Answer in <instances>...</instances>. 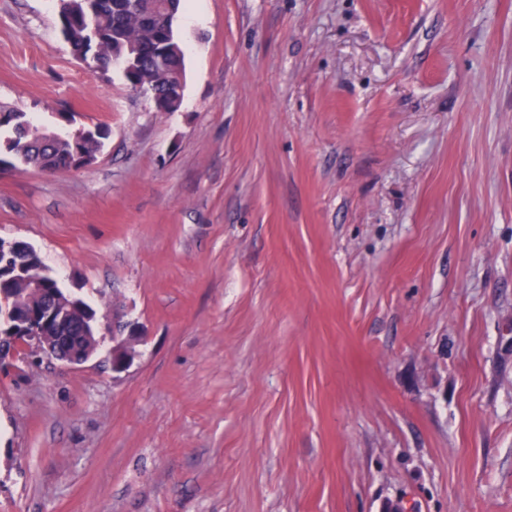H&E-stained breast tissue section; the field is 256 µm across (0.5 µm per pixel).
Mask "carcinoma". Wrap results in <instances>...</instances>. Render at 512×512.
I'll list each match as a JSON object with an SVG mask.
<instances>
[{"label": "carcinoma", "instance_id": "cac0c4a2", "mask_svg": "<svg viewBox=\"0 0 512 512\" xmlns=\"http://www.w3.org/2000/svg\"><path fill=\"white\" fill-rule=\"evenodd\" d=\"M59 13L67 15L60 33L70 44L74 56L82 61L95 55L106 67L112 58L132 60L122 72L131 89L145 88L162 96L174 76L184 71V55L159 56L153 52L155 43H178L177 19L182 0H58ZM105 132L101 127L87 138L74 139L48 127L31 129L25 113L0 107V157L8 167L19 162L54 172L70 166L92 165L102 147ZM0 257V289L14 288L25 298L29 310L44 319L52 302L43 299L42 289L32 287V279L42 277L35 270L30 278L17 276L4 266Z\"/></svg>", "mask_w": 512, "mask_h": 512}]
</instances>
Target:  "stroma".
Listing matches in <instances>:
<instances>
[{"mask_svg": "<svg viewBox=\"0 0 512 512\" xmlns=\"http://www.w3.org/2000/svg\"><path fill=\"white\" fill-rule=\"evenodd\" d=\"M178 111L0 0V237L139 336L0 368V512H512V0H187ZM25 116L24 112L0 107V164L15 167L12 160L2 158V150L23 165L50 172L72 165L84 168L95 162L105 136L101 127L97 126L87 138L73 139L48 127L33 131ZM118 320L112 317V323L105 322V328L112 330V342L115 343L112 346V367L115 370L126 368L133 359V352L131 343L135 341L136 336L134 335L131 325L121 322V328H117ZM128 329V333L124 336L125 330Z\"/></svg>", "mask_w": 512, "mask_h": 512, "instance_id": "stroma-1", "label": "stroma"}]
</instances>
